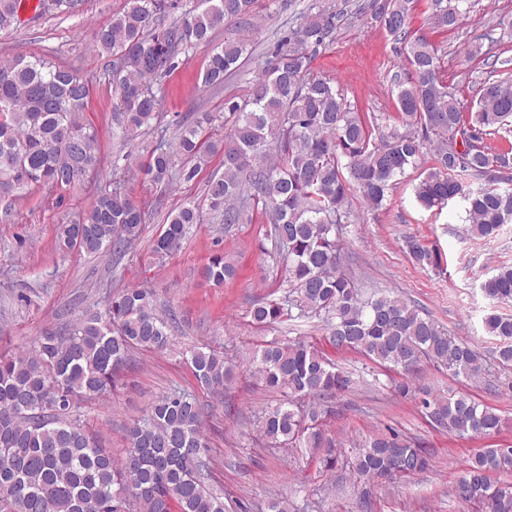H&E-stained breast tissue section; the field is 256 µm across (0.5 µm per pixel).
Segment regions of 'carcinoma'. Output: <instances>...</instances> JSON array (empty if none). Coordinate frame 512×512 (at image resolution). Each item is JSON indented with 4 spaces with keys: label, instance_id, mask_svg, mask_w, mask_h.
Returning a JSON list of instances; mask_svg holds the SVG:
<instances>
[{
    "label": "carcinoma",
    "instance_id": "1",
    "mask_svg": "<svg viewBox=\"0 0 512 512\" xmlns=\"http://www.w3.org/2000/svg\"><path fill=\"white\" fill-rule=\"evenodd\" d=\"M468 0H434L428 25L458 29ZM22 0H0V31L16 27ZM257 0H199V9L169 23L171 0H126L123 11L95 31L96 48L112 56L115 133L131 141L151 126L159 108L157 80L178 65V56L212 43L227 21L253 16ZM83 0H39L36 13L69 14ZM417 0H372L369 23L399 44L404 75H395V106L402 128L384 132L378 116L358 111L329 77L312 71V61L335 39L338 23L362 14L353 0L337 12L318 11L288 30L269 53L248 98L224 99L229 127L214 140L211 112L179 129L141 164L145 178L161 185L173 175L186 183L214 154L222 173L207 181L206 198L224 223L261 209L278 263L294 298L254 305V324L270 326L288 317L324 315L328 343L337 351L364 355L394 372V391L412 399L432 425L460 436L491 434L502 418L496 408L461 391L440 394L412 378L424 361L441 366L454 380L475 381L485 359L469 343L448 335L399 295L363 297L344 269L340 231L352 217V200L381 208L398 178L420 170L414 185L425 209L461 197L465 222L477 236H490L512 223V57L476 48L469 61L489 69L477 91L476 109L464 112L458 86L443 78L438 47L411 31ZM250 54V42L226 38L212 47L202 86L220 88ZM89 83L76 69L39 57L0 65V189L16 198L44 186L64 193L104 166L99 134L84 122ZM464 145L455 149L456 139ZM184 160L175 168L176 159ZM201 223L189 201L171 217L154 242V252H177ZM143 208L129 194L102 188L90 207L56 229L61 249L88 256L121 251L140 238ZM412 260L424 268L443 265L440 251L407 242ZM235 266L222 254L211 257L203 276L222 284ZM491 300H512V267L481 283ZM172 315L162 314L149 288L121 289L103 312H89L59 332H47L29 346L0 356V512H225L224 500L207 486L208 444L194 395L174 390L152 401L142 418L126 428L128 447L116 460L83 423L80 405L112 394L134 350L158 351L170 342ZM497 338L496 359L512 369V315L484 318ZM198 385L224 392L237 366L214 349L189 352ZM252 377L285 397L264 413L260 434L279 447L306 448L327 470L342 443L326 429L323 400L350 391L348 372L304 341H269L249 359ZM409 477L427 468L423 449L394 431L351 448L350 467L359 482L385 479L390 450ZM512 447L487 448L473 456L453 493L469 512H512Z\"/></svg>",
    "mask_w": 512,
    "mask_h": 512
}]
</instances>
